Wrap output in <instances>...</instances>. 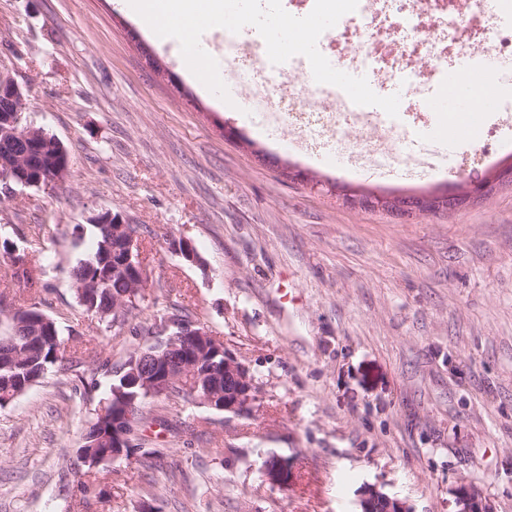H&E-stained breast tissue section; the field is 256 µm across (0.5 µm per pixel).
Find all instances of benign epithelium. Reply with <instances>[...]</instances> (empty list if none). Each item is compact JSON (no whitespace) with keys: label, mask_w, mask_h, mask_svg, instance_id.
<instances>
[{"label":"benign epithelium","mask_w":512,"mask_h":512,"mask_svg":"<svg viewBox=\"0 0 512 512\" xmlns=\"http://www.w3.org/2000/svg\"><path fill=\"white\" fill-rule=\"evenodd\" d=\"M24 94L21 86L9 75L0 72V144L22 138L28 144V150L23 154L5 153L0 155V182L5 186L22 183L26 186L41 184L42 177H28L37 167V160L45 155L59 158L55 168L54 182L61 183L67 177L69 162L65 147L56 138L43 129L24 123ZM469 200L462 199L421 198L398 200L394 197H377L356 202L364 209H382L397 216L424 215L443 206L459 207ZM96 224L112 225V237H121L122 251L125 264L131 265L135 270L134 281L131 287L140 293L146 287V273L143 265L139 264L141 256L134 255L139 250L136 237L131 234L127 224L119 214L107 210L94 219ZM169 249L189 262H197L198 256L192 244L185 239H168ZM173 330L179 331L171 349L179 351V357L168 360L158 358L149 352L140 353L141 364L144 367L143 377L145 386L150 393L163 392L177 380H184L193 372L192 356L186 353L189 342L201 339L210 340L217 353L223 356V374H215L212 383L224 382V391L206 398L207 404L235 416H248L252 413L256 400V386L249 369L233 354L226 351L224 342L217 338L207 326L194 322L184 327L178 323L169 322L165 325L163 335ZM266 475L283 476L287 472V462L278 456L267 458L263 464ZM456 498L459 506L458 512H488L478 490L463 483L456 489ZM360 505L362 512H410L405 502L391 497L373 485H366L361 491Z\"/></svg>","instance_id":"obj_1"}]
</instances>
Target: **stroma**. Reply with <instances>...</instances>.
I'll return each instance as SVG.
<instances>
[{"label":"stroma","mask_w":512,"mask_h":512,"mask_svg":"<svg viewBox=\"0 0 512 512\" xmlns=\"http://www.w3.org/2000/svg\"><path fill=\"white\" fill-rule=\"evenodd\" d=\"M0 72L70 159L60 184L0 188V242L50 255L32 287L0 256V336L7 313L34 304L79 371L97 356L117 367L176 307L259 389L243 417L155 400L163 458L108 464L83 494L69 465L114 377L97 374L86 394L47 374L0 408V512H361L366 484L412 512H456L463 482L490 512H512V183L494 180L512 145L420 187L315 168L201 95L117 0H0ZM487 181L465 206L403 219L345 200ZM105 210L144 227L148 286L120 327L87 315L70 279ZM269 455L288 459V484L263 478Z\"/></svg>","instance_id":"35a3bbf8"}]
</instances>
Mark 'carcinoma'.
<instances>
[{"instance_id":"1","label":"carcinoma","mask_w":512,"mask_h":512,"mask_svg":"<svg viewBox=\"0 0 512 512\" xmlns=\"http://www.w3.org/2000/svg\"><path fill=\"white\" fill-rule=\"evenodd\" d=\"M96 242L92 252L86 258L80 260L73 269V283H84L89 291L77 293L79 305L88 314L114 323L115 314L112 313V299L122 296L129 291L130 282L115 266L120 263L121 256L112 253V230H105L100 225H95ZM11 275L18 281L30 284L39 282V276L43 266L49 262V256L45 255L41 263L36 264L28 259L25 254H17L10 257ZM11 327H21V334L13 333L0 336L1 341H12L9 350L15 352V356L8 359L9 365L0 366V402L8 403L14 398L26 392L33 383L41 379L46 372L55 370L66 374L73 368V360L67 357L64 340L60 336H46L44 332L57 327L55 320L46 312L32 305L28 308H18L9 315ZM197 345V354L194 360V369L197 378L185 380L182 384L172 385L170 391L164 395L166 400L178 399L191 404L195 398L202 397L205 393V379L203 375L217 369V363L222 357L216 356L205 347ZM139 357L138 351H133L121 365L122 372L117 375L113 386L106 397L98 402V409L86 430L83 444L92 450L95 461L91 463H71L72 470L83 474H91L100 470L105 463L100 458L112 450V426L132 434V447L126 449L127 455L140 456L145 460V465H150V460L163 455L161 448L146 447V439L142 434L143 427L148 421L147 405L157 399V396L149 394L139 386H132L135 381L133 371L134 360ZM137 395V404L141 408L140 417L132 423L120 421L121 405L124 399L130 395Z\"/></svg>"}]
</instances>
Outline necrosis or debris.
Instances as JSON below:
<instances>
[{"label":"necrosis or debris","mask_w":512,"mask_h":512,"mask_svg":"<svg viewBox=\"0 0 512 512\" xmlns=\"http://www.w3.org/2000/svg\"><path fill=\"white\" fill-rule=\"evenodd\" d=\"M468 20L459 31L460 20ZM333 67L366 77L370 87H387L402 101L435 88L447 78L468 84L485 53L512 59V0H359L318 40ZM224 77L246 98L261 97L268 111L288 126L300 152L335 144L350 169L371 165L388 171L409 167L403 144L428 130L427 122H403L380 108L346 107V93L315 82L301 56L275 65L261 46L241 34L225 33ZM512 126V105L468 149L452 155L448 170L462 173L490 162L504 146L503 128Z\"/></svg>","instance_id":"necrosis-or-debris-1"}]
</instances>
